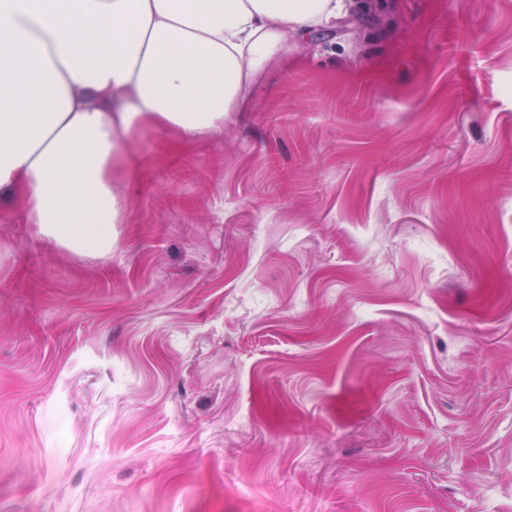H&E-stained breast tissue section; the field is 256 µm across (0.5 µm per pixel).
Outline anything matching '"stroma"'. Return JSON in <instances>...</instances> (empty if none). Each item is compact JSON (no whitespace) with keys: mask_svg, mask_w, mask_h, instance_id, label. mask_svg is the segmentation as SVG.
I'll return each mask as SVG.
<instances>
[{"mask_svg":"<svg viewBox=\"0 0 512 512\" xmlns=\"http://www.w3.org/2000/svg\"><path fill=\"white\" fill-rule=\"evenodd\" d=\"M112 250L0 202V512H512V0H353Z\"/></svg>","mask_w":512,"mask_h":512,"instance_id":"35a3bbf8","label":"stroma"}]
</instances>
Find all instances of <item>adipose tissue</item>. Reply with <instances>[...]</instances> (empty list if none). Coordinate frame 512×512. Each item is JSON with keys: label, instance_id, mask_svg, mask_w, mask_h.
<instances>
[{"label": "adipose tissue", "instance_id": "adipose-tissue-1", "mask_svg": "<svg viewBox=\"0 0 512 512\" xmlns=\"http://www.w3.org/2000/svg\"><path fill=\"white\" fill-rule=\"evenodd\" d=\"M344 0H0V193L103 256L140 129L202 137Z\"/></svg>", "mask_w": 512, "mask_h": 512}]
</instances>
